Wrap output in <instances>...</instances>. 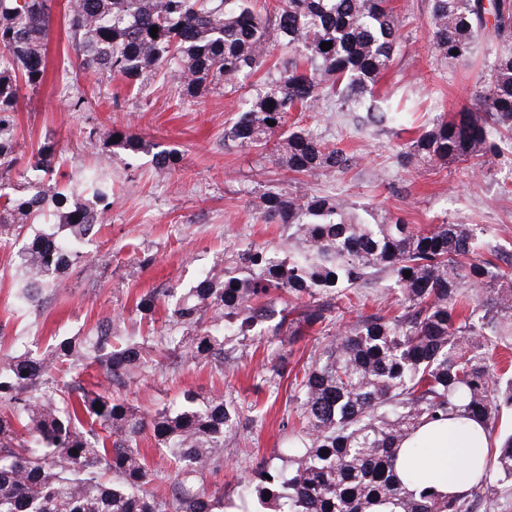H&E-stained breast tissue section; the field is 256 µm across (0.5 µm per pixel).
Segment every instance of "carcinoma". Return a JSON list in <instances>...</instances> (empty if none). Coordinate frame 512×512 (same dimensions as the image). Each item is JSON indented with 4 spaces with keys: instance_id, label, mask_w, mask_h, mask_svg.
Wrapping results in <instances>:
<instances>
[{
    "instance_id": "cac0c4a2",
    "label": "carcinoma",
    "mask_w": 512,
    "mask_h": 512,
    "mask_svg": "<svg viewBox=\"0 0 512 512\" xmlns=\"http://www.w3.org/2000/svg\"><path fill=\"white\" fill-rule=\"evenodd\" d=\"M54 7L55 0H0V235L53 218V230L35 234L17 255L25 309L83 257L112 206V188L98 173L75 183L62 171L54 142L39 143L24 166L17 157L20 85L34 91L45 81ZM65 15L76 77L106 74L134 85L165 69L189 97L250 87L224 143L253 148L275 138L270 161L295 174L344 172L352 157L289 126V113L335 96L356 113L360 130L383 129L421 108L419 101L402 109L366 104L399 44L391 0H276L263 15L251 0H67ZM481 40L496 56L476 106L434 119L402 152L405 166L472 169L485 157L512 159V0L488 7L431 0V43L442 59L464 61ZM275 48L281 57L270 66ZM262 70V80L246 84ZM112 135L129 156L147 147L136 134ZM13 177L19 195L3 191ZM256 209L264 221L288 226V256L257 248L228 257L224 275L207 273L175 303L164 334L122 339L105 319L84 336L0 357V512H222L224 492L207 478L223 468L224 447L237 433L233 401L186 391L142 413L63 376L81 365L111 380L130 369L146 373L163 352L222 368L225 337L244 336L276 313L291 336L325 329L336 291L383 271L396 279L400 312L337 328L294 374L297 442L282 468L257 482L256 497L274 512H470V498L481 495L484 512H502L491 483L512 485V432L496 434L502 408H512V374L490 356L512 346V277L471 258L470 225L368 224L341 199L287 190L262 193ZM286 296L309 300L271 309ZM450 415L480 423L494 441L484 472L456 495L407 490L395 471L401 442ZM147 432L173 472L148 461L140 448Z\"/></svg>"
}]
</instances>
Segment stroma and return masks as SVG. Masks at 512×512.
<instances>
[{
	"instance_id": "stroma-1",
	"label": "stroma",
	"mask_w": 512,
	"mask_h": 512,
	"mask_svg": "<svg viewBox=\"0 0 512 512\" xmlns=\"http://www.w3.org/2000/svg\"><path fill=\"white\" fill-rule=\"evenodd\" d=\"M392 5L401 40L379 94L394 99L421 95L431 116L472 105L494 61L493 51L482 47L465 61L440 60L430 46L429 0H392ZM74 56L64 10L56 8L48 77L37 90H20L16 151L26 160L37 142L52 139L68 172L102 173L112 186V206L101 231L85 244L83 258L60 273L57 285L43 289L34 310H20L16 301L21 282L17 254L34 230L27 227L0 241V355L24 344L46 346L58 335L86 333L107 316L123 337L144 336L163 326L165 305L143 314L137 308L141 295H181L221 260L250 248L287 250V226L263 223L255 208L258 196L270 190L345 198L375 218H398L416 228L444 221L470 225L479 242L477 259L512 273L511 163L488 157L475 171L461 163L404 168L399 152L414 137L417 122L355 133L347 114L331 101L292 113L290 119L345 149L353 164L332 176L297 177L268 164L261 149L225 145L224 128L240 105L237 95L216 90L184 97L162 71L137 92L103 75L62 79L64 62ZM116 128L142 137L149 152L133 159L120 152L106 156ZM170 149L178 151L180 160L159 171L154 155ZM397 295L393 278L378 274L349 297L337 298L335 319L343 324L388 309ZM324 342L320 329H309L295 341L267 320L249 336L225 343L223 370L163 358L149 373L122 376L108 389L143 412L186 390L233 400L240 411L238 432L212 481L224 488V512H241L244 473L279 470L280 453L290 439L291 379L272 381L271 368L283 353L290 369H300Z\"/></svg>"
}]
</instances>
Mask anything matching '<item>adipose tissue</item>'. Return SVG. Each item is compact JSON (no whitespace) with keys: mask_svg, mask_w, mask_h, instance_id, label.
Here are the masks:
<instances>
[{"mask_svg":"<svg viewBox=\"0 0 512 512\" xmlns=\"http://www.w3.org/2000/svg\"><path fill=\"white\" fill-rule=\"evenodd\" d=\"M399 453L396 470L400 479L422 477L443 495H454L470 485V464L487 461V444L475 422H462L452 416L442 422L421 425Z\"/></svg>","mask_w":512,"mask_h":512,"instance_id":"ef3b65f1","label":"adipose tissue"}]
</instances>
